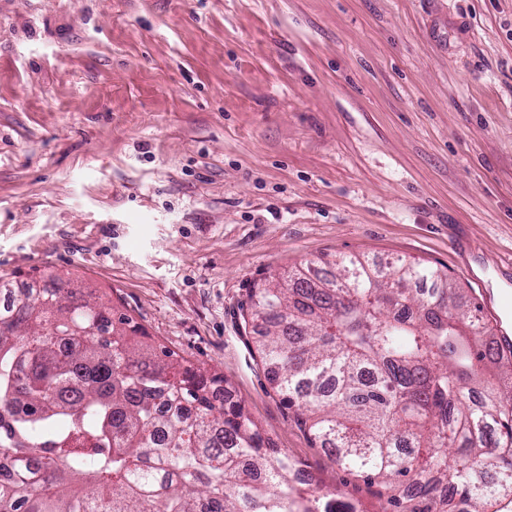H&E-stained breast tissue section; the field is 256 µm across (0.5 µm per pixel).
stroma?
Returning <instances> with one entry per match:
<instances>
[{"mask_svg": "<svg viewBox=\"0 0 512 512\" xmlns=\"http://www.w3.org/2000/svg\"><path fill=\"white\" fill-rule=\"evenodd\" d=\"M350 253L512 292V0H0V275L131 315L372 512L241 320Z\"/></svg>", "mask_w": 512, "mask_h": 512, "instance_id": "obj_1", "label": "stroma"}]
</instances>
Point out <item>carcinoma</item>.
<instances>
[{
  "mask_svg": "<svg viewBox=\"0 0 512 512\" xmlns=\"http://www.w3.org/2000/svg\"><path fill=\"white\" fill-rule=\"evenodd\" d=\"M254 285L272 388L377 512H512V357L448 274L352 254ZM0 512H364L298 487L227 380L130 315L0 276Z\"/></svg>",
  "mask_w": 512,
  "mask_h": 512,
  "instance_id": "cac0c4a2",
  "label": "carcinoma"
}]
</instances>
